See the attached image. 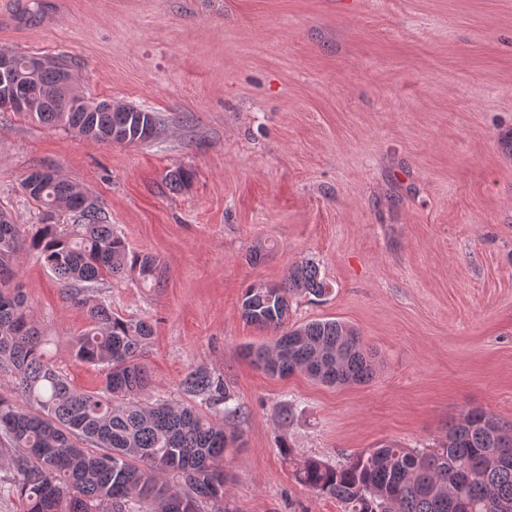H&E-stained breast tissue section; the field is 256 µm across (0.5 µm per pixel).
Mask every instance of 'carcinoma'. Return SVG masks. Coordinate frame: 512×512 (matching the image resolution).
I'll use <instances>...</instances> for the list:
<instances>
[{"label": "carcinoma", "mask_w": 512, "mask_h": 512, "mask_svg": "<svg viewBox=\"0 0 512 512\" xmlns=\"http://www.w3.org/2000/svg\"><path fill=\"white\" fill-rule=\"evenodd\" d=\"M31 64L44 58L18 54ZM24 75L27 91L11 111L43 125L62 124L79 136L112 144L145 142L157 134L153 112L108 100L84 109L67 58ZM21 180L40 224L30 248L66 287L67 300L86 308L90 328L73 344L75 357L105 371L98 391H77L45 356L43 331L16 279L21 225L0 208V369L15 381V396H0V459L15 473L14 488L25 512H200L204 502L224 501V457L242 447L241 436L201 415L193 406L157 402L140 355L152 335L142 320H125L110 304L84 295L109 276L136 274L156 281L157 256L132 253L114 233L103 209L86 190L58 175ZM68 216L77 230H58ZM329 286L318 266L305 260L278 284L251 285L241 303L244 319L276 333L272 344L244 348L245 358L272 376L296 372L338 387L373 374L372 354L360 334L337 320L289 324L297 294L323 297ZM186 392L235 414L224 380L206 371L190 373ZM295 478L320 496L336 499L341 512H512V427L481 410L448 427L437 448H406L395 441L336 466L305 458Z\"/></svg>", "instance_id": "carcinoma-1"}]
</instances>
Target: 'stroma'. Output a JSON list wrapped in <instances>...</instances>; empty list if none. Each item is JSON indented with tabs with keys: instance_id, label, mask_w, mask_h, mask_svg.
Returning a JSON list of instances; mask_svg holds the SVG:
<instances>
[{
	"instance_id": "obj_1",
	"label": "stroma",
	"mask_w": 512,
	"mask_h": 512,
	"mask_svg": "<svg viewBox=\"0 0 512 512\" xmlns=\"http://www.w3.org/2000/svg\"><path fill=\"white\" fill-rule=\"evenodd\" d=\"M0 52L66 54L86 98L160 119L124 146L0 112V208L31 234L20 183L51 167L161 259L159 283L94 293L151 321L153 398L213 415L184 390L198 370L234 393L241 414L219 417L243 443L224 463L226 512H340L295 460L432 448L474 408L512 424V0H0ZM178 167L191 179L174 190ZM303 260L331 292L294 299L291 322L355 328L368 382L272 377L244 357L270 337L243 318L245 289ZM17 262L53 363L100 389L72 350L85 310L28 246Z\"/></svg>"
}]
</instances>
